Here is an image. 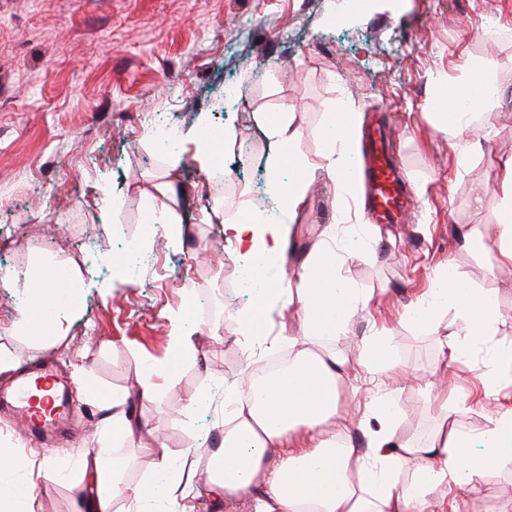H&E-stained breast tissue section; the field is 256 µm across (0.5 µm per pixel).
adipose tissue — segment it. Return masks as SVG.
<instances>
[{
  "label": "adipose tissue",
  "mask_w": 512,
  "mask_h": 512,
  "mask_svg": "<svg viewBox=\"0 0 512 512\" xmlns=\"http://www.w3.org/2000/svg\"><path fill=\"white\" fill-rule=\"evenodd\" d=\"M265 126L274 148L267 190L277 203V219H228L218 202L204 217L208 224L223 220L226 241L245 259L263 265L282 258L292 217L303 208L315 177L288 115L269 114ZM179 140L181 149L168 159V172H177L187 155L206 178L222 172L215 143L192 129L180 133ZM284 168L291 173L286 181L279 176ZM495 205L499 220L485 230L498 242L497 251L484 257L491 271L512 266V160L503 165ZM331 251V245H320L295 281L277 283L262 275L253 280V302L241 318L246 335L265 343L269 316L280 305L295 307L303 333L289 337L293 357L283 371L260 380L248 377L246 398L227 396L220 450L224 468L209 469V483L225 500L252 499L254 512H446L460 492L477 491L483 474L512 463V344L495 340L504 322L498 298L466 284L448 264L425 298L406 312L409 321L431 327L440 309L454 310L457 330L444 342L449 356L437 360L431 372L446 376L449 363L482 353L471 384L494 403L486 424L462 431L450 422L448 398L457 387L449 384L428 399L439 411L429 438L402 439L396 435L397 399L385 391L371 407L380 427L359 453L348 437L325 432L336 418L348 360L319 342L346 329L352 309L362 300L337 276L328 258ZM101 402L113 410V438L158 456V478L153 483L106 484V449L86 453L84 477L71 485L86 512H112L120 495L127 502L125 512H144L151 500L162 502L167 512H181L176 491L183 474L169 470L161 437L126 415L122 397L105 396Z\"/></svg>",
  "instance_id": "adipose-tissue-1"
}]
</instances>
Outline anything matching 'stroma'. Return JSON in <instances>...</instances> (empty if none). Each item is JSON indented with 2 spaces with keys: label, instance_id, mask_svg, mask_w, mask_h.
<instances>
[{
  "label": "stroma",
  "instance_id": "1",
  "mask_svg": "<svg viewBox=\"0 0 512 512\" xmlns=\"http://www.w3.org/2000/svg\"><path fill=\"white\" fill-rule=\"evenodd\" d=\"M512 59V0H0V347L19 364L45 360L77 391L64 425L65 449L36 481L15 463L26 453L16 407L0 375V493L37 512H75L71 484L87 449L112 443L102 395L130 400L135 418L161 434L169 463L189 472L185 512H253L249 499H212L202 460L224 429V397L243 387L248 344L237 322L252 303L238 287L243 261L221 225L201 223L223 197L225 216L243 202L266 205L271 152L267 112L290 116L300 149L318 174L294 223L293 249L275 273L289 279L324 242L352 238L337 273L368 300L347 331L329 339L349 359L340 420L369 410L375 390L358 359L381 333L407 382L389 380L400 410L398 436L426 441L436 412L419 386L455 331L451 312L436 329L403 317L446 263L476 287L496 292L512 340V270L488 273L458 230L497 223L499 169L512 158V69L491 77L497 108L484 125L448 128L430 102H463L484 62ZM385 111L416 208L408 223H369L362 182L336 193L321 174V140L333 113L359 120ZM234 128L223 147L235 190L183 164L178 209L207 244L206 262L188 256L146 217L166 179L152 149L154 120L173 130ZM86 282L68 335L35 340L13 325L30 298L22 272L41 259ZM193 329L192 350L173 343L175 325ZM172 376L151 392L148 362ZM512 464L487 473L458 512H502Z\"/></svg>",
  "mask_w": 512,
  "mask_h": 512
}]
</instances>
